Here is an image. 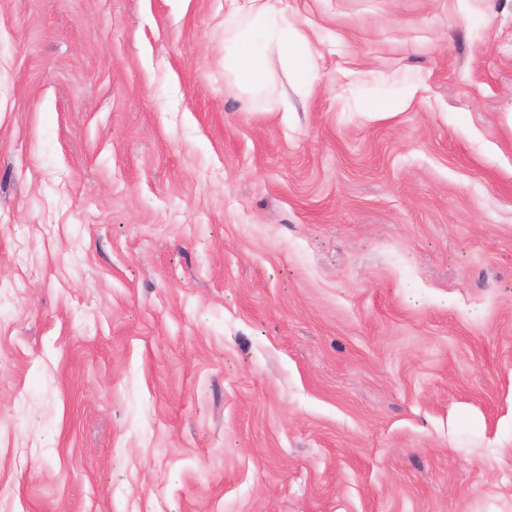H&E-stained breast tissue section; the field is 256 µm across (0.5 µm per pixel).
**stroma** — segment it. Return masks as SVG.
I'll return each mask as SVG.
<instances>
[{"mask_svg":"<svg viewBox=\"0 0 512 512\" xmlns=\"http://www.w3.org/2000/svg\"><path fill=\"white\" fill-rule=\"evenodd\" d=\"M282 4L0 0V512H512V0ZM276 1L281 0H228L224 14V66L231 68L236 83L261 87L268 74L263 51L275 47L288 63L293 80L308 92L317 79L314 67L297 70L295 64L310 58V37L291 22Z\"/></svg>","mask_w":512,"mask_h":512,"instance_id":"1","label":"stroma"}]
</instances>
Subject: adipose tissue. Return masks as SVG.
Segmentation results:
<instances>
[{"label":"adipose tissue","instance_id":"1","mask_svg":"<svg viewBox=\"0 0 512 512\" xmlns=\"http://www.w3.org/2000/svg\"><path fill=\"white\" fill-rule=\"evenodd\" d=\"M224 46V63L240 85L260 87L265 84L264 52L271 47L292 66V76L298 85L311 88L317 78L313 67L297 69V61L311 56V40L291 22L276 0H228Z\"/></svg>","mask_w":512,"mask_h":512}]
</instances>
